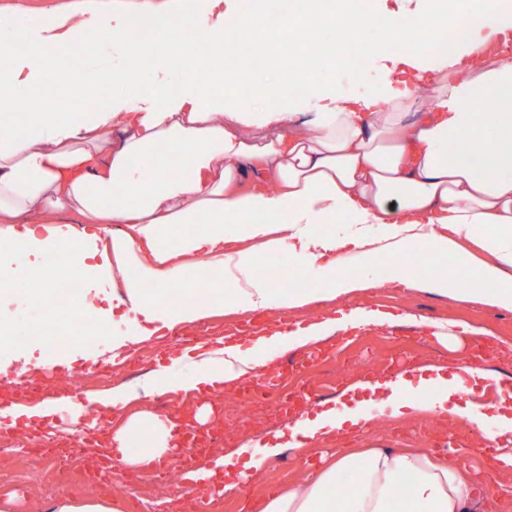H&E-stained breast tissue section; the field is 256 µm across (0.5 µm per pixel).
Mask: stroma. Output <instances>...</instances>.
Listing matches in <instances>:
<instances>
[{"mask_svg":"<svg viewBox=\"0 0 512 512\" xmlns=\"http://www.w3.org/2000/svg\"><path fill=\"white\" fill-rule=\"evenodd\" d=\"M371 35V30L365 29L347 36L343 61L321 65L320 75L339 81L347 90H356L350 75L369 73L366 43ZM224 252L231 256L252 255L260 269L281 264L288 278L296 276L301 285L316 274L315 267L305 263L285 239L272 248L267 238L251 237L229 228L224 232ZM386 274V269H379L376 285L362 291L286 310L274 305L255 310L243 299L235 310L178 325L176 331L215 343L224 339L226 333L234 332L244 318L250 320L253 334L259 336L268 327L278 326L284 317L295 328L303 329L324 313L365 306L382 314L383 322L340 329L327 340L313 344V351L321 353L323 359L311 365L308 377H293V386L309 383L316 390L319 407L332 408L342 388L354 384L364 374L372 372L386 380L423 365H443L453 373L468 361L473 351L479 350L485 356V367L495 371L498 378L474 385L466 399L477 405L484 426H492L498 413L499 388L512 389V310L441 296L419 286L394 285L386 282ZM38 286L27 271L14 265L0 266V334L26 333V347L33 352V359L26 366L28 373L49 383L59 373L68 371L79 375L86 389L71 395L65 404L51 394L40 398L43 414L35 418L33 430L46 429L58 416L66 414L70 417L67 434L78 439L84 434L85 418L102 409L107 417L100 426L106 432L142 411L163 420L180 415L191 418L202 406L210 404L215 410L214 421L223 419L227 406L223 387L202 384L188 391L153 389V382L160 378L181 377L194 368L193 361L183 358L181 349L167 347L172 331L158 330L146 342L122 349L116 355L112 352L113 338L134 335L137 327L113 313L94 346V356L70 359L72 338L79 328L57 316L50 304L33 298ZM106 370L111 371L112 382L104 387L99 385L98 376ZM116 390L132 393V400L123 406L107 407V400ZM371 411L373 418L368 426L349 429L341 447L428 448L453 458L457 455L456 445L464 443L469 447L465 462L470 470L488 466L486 450L480 445L481 433L467 420L450 415L395 416L381 400L372 404ZM255 418L256 426L236 437L232 448L262 444L276 437L282 450L268 460L255 481L240 491H216L202 497L190 492L186 481L159 485L156 474L150 471L140 473L130 484L126 481L129 469L121 467L114 470L111 483L92 482L85 478L80 464L49 472L43 458L15 451L0 452V500L16 498L17 512H54L62 503L106 497L121 502L123 512H140L144 502L154 505L157 512H261L263 502L284 483L302 477L307 461L295 447L301 435L294 426L284 420H270L261 409Z\"/></svg>","mask_w":512,"mask_h":512,"instance_id":"stroma-1","label":"stroma"}]
</instances>
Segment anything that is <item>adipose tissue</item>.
I'll use <instances>...</instances> for the list:
<instances>
[{"label":"adipose tissue","mask_w":512,"mask_h":512,"mask_svg":"<svg viewBox=\"0 0 512 512\" xmlns=\"http://www.w3.org/2000/svg\"><path fill=\"white\" fill-rule=\"evenodd\" d=\"M303 33L327 37L336 28L357 30L360 16L337 12L336 0H301ZM267 12H243L240 0H164L134 10L100 0L18 19L0 15V258L37 266L45 252L61 254L48 284L96 285L123 280L112 306L137 322L136 338L113 339V349L144 342L160 327H174L230 310L240 297L252 308L288 309L368 287L381 263L392 280L440 295L479 299L512 309V62L485 50L512 42V0H374L368 41L375 85L349 93L319 78L297 54L273 57L263 72L228 66L224 52ZM459 27L436 47L440 24ZM189 36L209 50L207 60L157 45H134L131 30ZM107 32L93 49L89 78L72 83L54 48ZM22 51H14V44ZM52 86L70 98L60 105L42 95ZM494 100L495 112L477 105ZM24 113H17L18 101ZM460 153L449 157V144ZM69 214L73 221L56 225ZM49 234H42L45 225ZM287 232L294 249L320 266L319 282L278 293L254 278L253 257L237 255L241 273L229 291L167 299L182 275L180 257L199 255L207 267L225 262L224 228L249 236L267 225ZM347 227L344 236L329 232ZM455 227L454 236L437 232ZM382 227L375 235L374 227ZM477 239L491 257L478 278L411 268L418 248L435 257L459 256L458 241ZM359 249L357 273L324 262L344 245ZM153 293H144L142 283ZM377 312L354 308L324 317L307 329L272 331L250 347L225 344L224 358L201 364L179 388L199 384L235 388L240 378L271 367L277 348L319 342L336 326L376 323ZM420 386L384 382L388 400L410 415L446 412L476 421L471 409L451 406L466 385H449L447 370L429 366ZM104 449L137 468L170 458L175 440L169 423L149 413L131 417L100 435ZM280 444L251 451L243 470L223 458L195 480L221 476L231 490L254 478ZM301 483L273 494L262 512H489L485 486L467 468L423 448H368L326 452ZM408 498H399L402 482Z\"/></svg>","instance_id":"1"}]
</instances>
